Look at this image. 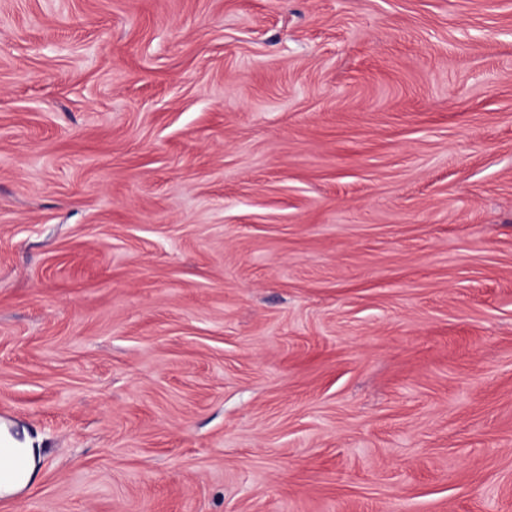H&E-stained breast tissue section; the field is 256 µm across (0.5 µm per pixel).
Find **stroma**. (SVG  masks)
Wrapping results in <instances>:
<instances>
[{"label":"stroma","instance_id":"1","mask_svg":"<svg viewBox=\"0 0 512 512\" xmlns=\"http://www.w3.org/2000/svg\"><path fill=\"white\" fill-rule=\"evenodd\" d=\"M0 512H512V0H0ZM44 464V437L0 418V504L19 503L39 481Z\"/></svg>","mask_w":512,"mask_h":512}]
</instances>
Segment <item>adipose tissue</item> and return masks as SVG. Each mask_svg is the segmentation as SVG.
I'll return each instance as SVG.
<instances>
[{
	"label": "adipose tissue",
	"instance_id": "obj_1",
	"mask_svg": "<svg viewBox=\"0 0 512 512\" xmlns=\"http://www.w3.org/2000/svg\"><path fill=\"white\" fill-rule=\"evenodd\" d=\"M44 464L43 436L0 418V504L19 503L39 481Z\"/></svg>",
	"mask_w": 512,
	"mask_h": 512
}]
</instances>
